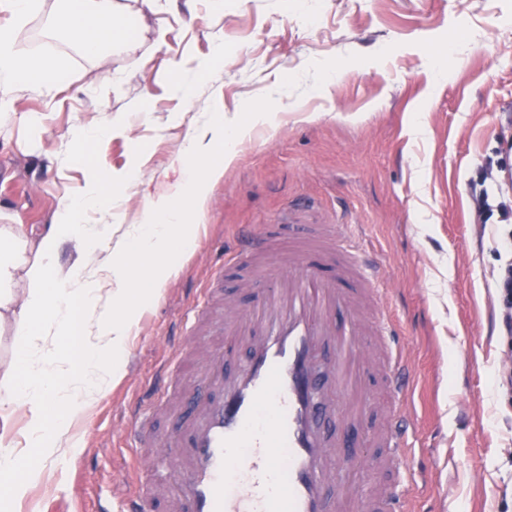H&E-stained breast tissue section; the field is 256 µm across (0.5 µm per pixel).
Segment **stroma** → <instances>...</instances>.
I'll return each instance as SVG.
<instances>
[{"mask_svg":"<svg viewBox=\"0 0 512 512\" xmlns=\"http://www.w3.org/2000/svg\"><path fill=\"white\" fill-rule=\"evenodd\" d=\"M58 5L39 0L10 45L28 52L41 32L34 50L67 78L50 92L0 88L15 112L0 135V225L17 217L40 238L60 198L94 188L79 223H134L182 191V142L256 106L270 119L213 185L194 253L133 331L125 378L74 420L78 451L40 462L23 496L0 491V512H31L39 498L121 512L131 408L155 389L240 225L294 210L362 225L384 267L414 359L419 512H512V398L497 387L512 340L495 253L498 205H512V0H156L143 31L112 47L108 74L47 34ZM94 113L108 123L98 148L74 156V119ZM138 167L148 181L123 182ZM479 181L493 212L473 199Z\"/></svg>","mask_w":512,"mask_h":512,"instance_id":"35a3bbf8","label":"stroma"}]
</instances>
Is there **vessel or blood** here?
I'll list each match as a JSON object with an SVG mask.
<instances>
[{
	"label": "vessel or blood",
	"instance_id": "b4317fda",
	"mask_svg": "<svg viewBox=\"0 0 512 512\" xmlns=\"http://www.w3.org/2000/svg\"><path fill=\"white\" fill-rule=\"evenodd\" d=\"M287 235L243 225L193 309L149 421L133 417L132 490L123 512H416L407 460L412 364L399 322L381 302L383 272L348 224L320 229L291 220ZM240 272L251 292L224 304V275ZM244 350L227 369L226 358ZM379 377L386 403L363 381ZM373 452L356 438L331 441L326 414L366 423ZM168 478L153 473L158 457ZM384 474L351 507L332 498L328 479L356 461Z\"/></svg>",
	"mask_w": 512,
	"mask_h": 512
}]
</instances>
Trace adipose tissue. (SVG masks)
<instances>
[{"mask_svg": "<svg viewBox=\"0 0 512 512\" xmlns=\"http://www.w3.org/2000/svg\"><path fill=\"white\" fill-rule=\"evenodd\" d=\"M140 2L141 10L134 11L125 0H62L51 27L107 73L112 67L107 47L125 42L129 18H142L143 8L153 4ZM33 7V0H0V10L11 15L0 24V85L54 81L52 61L7 49ZM267 119L256 111L246 124H216L213 136L225 142L220 157L202 137L184 142L178 155L186 178L183 193L153 202L123 235H115L109 224L92 232L77 223L76 215L89 203L85 197L60 203V223L37 240L19 225H0V335L22 343L10 356L0 355V410H26L30 446L43 457L71 452L74 419L124 378L141 312L162 296L182 258L196 249V218L232 161L234 145ZM65 242L77 253L68 267L57 260ZM74 347L83 353L77 362L70 354Z\"/></svg>", "mask_w": 512, "mask_h": 512, "instance_id": "ef3b65f1", "label": "adipose tissue"}]
</instances>
